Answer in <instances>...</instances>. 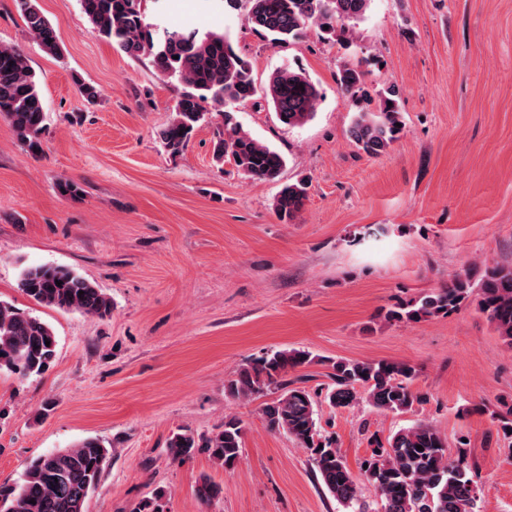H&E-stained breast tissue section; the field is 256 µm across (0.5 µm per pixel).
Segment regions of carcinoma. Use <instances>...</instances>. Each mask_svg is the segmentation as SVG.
I'll use <instances>...</instances> for the list:
<instances>
[{"label":"carcinoma","instance_id":"1","mask_svg":"<svg viewBox=\"0 0 512 512\" xmlns=\"http://www.w3.org/2000/svg\"><path fill=\"white\" fill-rule=\"evenodd\" d=\"M26 27L42 49L60 53L56 31L39 11L35 0H16ZM371 0H225L233 10H244L250 29L290 44L310 29L322 39L339 41L365 18ZM147 0H80L83 13L99 36L133 57L147 56L154 68L185 86L172 109L168 124L159 133L164 148L180 153L205 121L206 105L224 104V121L214 133L212 158L260 181L277 182L286 165L277 149L255 139L237 120V108L253 101L258 87L250 59L237 51L224 32L199 33L150 21ZM366 72L345 62L336 81L355 95L365 84ZM264 99L277 120L299 126L316 111L320 91L300 68L290 66L272 73L263 88ZM398 90L390 86L378 94L376 108L356 113L349 136L356 148L376 158L404 132ZM0 117L29 152L42 150L41 134L46 112L36 75L23 53L0 45ZM306 178L281 185L275 197L279 219L288 222L308 198ZM61 285H56V282ZM20 289L35 303L62 311L104 318L111 313V299L93 283L60 266L37 265L22 272ZM476 303L502 340L512 348V265L488 267L479 277H448V284L417 299L389 309L385 320L419 322L448 315L467 303ZM50 344H45V341ZM53 328L12 304L0 301V372L23 377L45 372L56 355ZM328 367L323 401L333 409L366 402L383 413L403 414L424 402L412 389L416 369L408 363L387 360L318 359L297 349L267 352L240 367L224 383L234 399L270 397L262 403L267 427L283 432L309 450L327 491L347 512H370L361 500L360 481L371 484L379 498L377 512H475L482 486L461 448L448 458V441L431 424L418 422L404 428L387 443L374 439L375 448L360 475L347 467L336 438L325 435L317 424V394L288 380V372L315 363ZM244 426L227 417L222 429L212 434L182 429L170 436L166 453L183 461L197 451L226 471L234 469L243 448ZM423 450H417V446ZM112 459V449L96 437H86L67 448L53 449L31 460L17 485L0 489V512H85L89 495L99 486ZM224 486L204 476L197 487L203 501L220 498Z\"/></svg>","mask_w":512,"mask_h":512}]
</instances>
